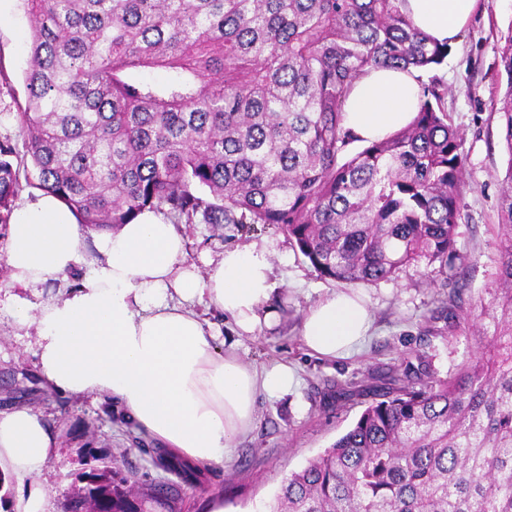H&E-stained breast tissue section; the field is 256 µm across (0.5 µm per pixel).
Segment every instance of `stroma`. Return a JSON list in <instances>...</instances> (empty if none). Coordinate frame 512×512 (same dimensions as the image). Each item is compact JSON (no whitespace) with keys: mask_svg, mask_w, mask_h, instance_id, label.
I'll use <instances>...</instances> for the list:
<instances>
[{"mask_svg":"<svg viewBox=\"0 0 512 512\" xmlns=\"http://www.w3.org/2000/svg\"><path fill=\"white\" fill-rule=\"evenodd\" d=\"M0 8L9 15L0 25V142L15 150L13 162L24 183L13 202L18 208L41 195L33 185L35 175L19 119L26 99L30 18L23 0H0ZM511 39L512 0H480L437 70L448 87V119L463 134L468 155L457 229V249L468 258V265L447 278L437 274L428 278L423 268L411 266L389 281L357 283V291L368 300L373 327L351 356L328 360L302 344L299 329L304 312L337 284L320 278L286 233L259 224L218 227L177 220L178 230L187 238L186 263L199 265L224 248L257 243L269 248L274 278L283 285L272 303L284 313V320L244 339L239 354L259 368L288 363L298 383L279 398L258 396L252 429L237 440L223 465L198 468L190 475L175 467H159L158 446L140 437L136 424L110 402L75 398L41 385L32 339L11 316L15 290L5 264L8 228L0 224V410L28 404L56 435L57 455L41 476L54 512H63L73 489L83 486L84 474L108 466L133 478L140 489L163 482L173 485L179 493L177 512H201L212 494L219 497L224 512H270L282 481L334 443L362 412L363 403L341 397V390L370 384L372 376L392 368L417 365L422 355L441 376L450 363L462 360L468 352L465 339L449 342L444 321L428 324L424 316L434 299L461 286L479 290L496 270L498 177L511 156L494 106L512 84L500 62Z\"/></svg>","mask_w":512,"mask_h":512,"instance_id":"stroma-1","label":"stroma"}]
</instances>
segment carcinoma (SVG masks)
I'll return each instance as SVG.
<instances>
[{"instance_id":"carcinoma-1","label":"carcinoma","mask_w":512,"mask_h":512,"mask_svg":"<svg viewBox=\"0 0 512 512\" xmlns=\"http://www.w3.org/2000/svg\"><path fill=\"white\" fill-rule=\"evenodd\" d=\"M22 131L36 187L92 230L164 209L192 224L288 234L323 278L448 274L467 154L433 71L449 53L400 0H24ZM497 108L508 161L494 279L431 310L473 350L444 377L394 373L352 427L281 484L274 512H512V43ZM372 68L413 69L419 109L362 148L343 126ZM164 69L168 78L140 77ZM0 143V224L20 190ZM101 512H176L177 491L130 495L91 475Z\"/></svg>"}]
</instances>
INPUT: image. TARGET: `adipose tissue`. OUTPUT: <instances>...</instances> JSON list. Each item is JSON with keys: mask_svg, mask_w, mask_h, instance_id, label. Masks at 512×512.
Listing matches in <instances>:
<instances>
[{"mask_svg": "<svg viewBox=\"0 0 512 512\" xmlns=\"http://www.w3.org/2000/svg\"><path fill=\"white\" fill-rule=\"evenodd\" d=\"M478 0H403L413 25L438 42L453 41ZM420 103L413 73L379 68L348 94L344 125L370 142L406 127ZM97 255L80 285L40 307L12 302L18 328H34L33 352L43 386L73 397L94 396L119 406L145 436L206 466L223 464L254 422L258 394L277 396L292 386L286 363L245 364L242 337L278 326L269 301L277 291L270 251L249 245L224 250L207 271L186 264V239L160 214L94 234L77 224L58 198L44 195L15 211L5 264L11 285L29 287L67 278L86 240ZM230 316L233 339L198 305ZM364 297L334 291L304 312L300 334L318 357L350 355L369 335ZM57 439L41 414L16 405L0 411V474L17 480L13 512H51L40 481L57 454Z\"/></svg>", "mask_w": 512, "mask_h": 512, "instance_id": "ef3b65f1", "label": "adipose tissue"}]
</instances>
